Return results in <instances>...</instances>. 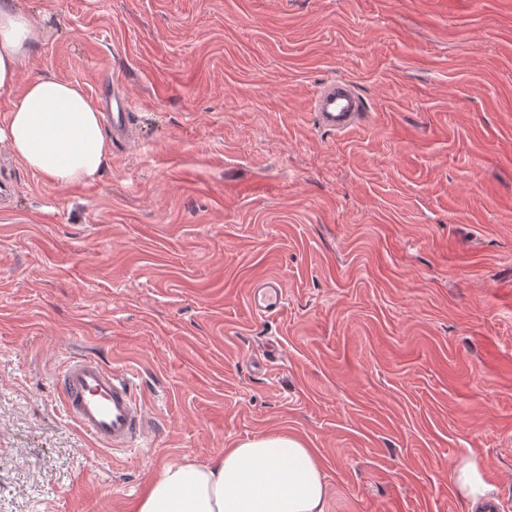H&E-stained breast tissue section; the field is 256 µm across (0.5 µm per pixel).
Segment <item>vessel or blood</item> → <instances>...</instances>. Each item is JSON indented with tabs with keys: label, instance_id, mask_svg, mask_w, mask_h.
Wrapping results in <instances>:
<instances>
[{
	"label": "vessel or blood",
	"instance_id": "vessel-or-blood-1",
	"mask_svg": "<svg viewBox=\"0 0 512 512\" xmlns=\"http://www.w3.org/2000/svg\"><path fill=\"white\" fill-rule=\"evenodd\" d=\"M315 121L327 131L343 136L360 127L365 108L352 84L334 78L319 87L310 102ZM131 104L122 97L112 99L105 116L113 139L132 140ZM247 300L257 316L269 318L284 305L281 283L274 278L256 282ZM55 380L68 417L91 440L112 450L129 448L143 433L147 421L143 400L125 373L112 369L99 357L70 356L56 372Z\"/></svg>",
	"mask_w": 512,
	"mask_h": 512
}]
</instances>
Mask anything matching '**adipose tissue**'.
I'll return each instance as SVG.
<instances>
[{"label":"adipose tissue","mask_w":512,"mask_h":512,"mask_svg":"<svg viewBox=\"0 0 512 512\" xmlns=\"http://www.w3.org/2000/svg\"><path fill=\"white\" fill-rule=\"evenodd\" d=\"M41 38L32 18L0 0V95L11 100L0 144L21 166L53 182L95 179L112 155L98 102L80 85L50 73L17 84ZM324 496L311 449L274 431L204 464L186 460L166 466L140 498L137 512H323Z\"/></svg>","instance_id":"ef3b65f1"}]
</instances>
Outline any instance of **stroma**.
<instances>
[{
    "mask_svg": "<svg viewBox=\"0 0 512 512\" xmlns=\"http://www.w3.org/2000/svg\"><path fill=\"white\" fill-rule=\"evenodd\" d=\"M11 2L44 30L19 83H114L135 141L69 185L0 149V512H136L279 430L324 512H470L465 457L512 512V0ZM331 77L367 110L342 138L309 112ZM77 350L133 377L131 450L66 414ZM247 300L252 311L261 318L277 314L284 305L285 294L281 283L274 278L256 282L249 290ZM453 483L472 505L482 501L490 491L481 464L473 458L461 460L453 471Z\"/></svg>",
    "mask_w": 512,
    "mask_h": 512,
    "instance_id": "stroma-1",
    "label": "stroma"
}]
</instances>
